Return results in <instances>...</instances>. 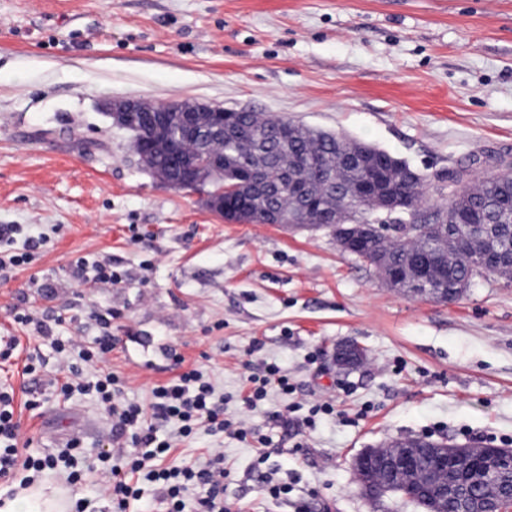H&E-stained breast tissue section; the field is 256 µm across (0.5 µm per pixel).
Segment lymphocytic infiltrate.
I'll return each instance as SVG.
<instances>
[{
	"mask_svg": "<svg viewBox=\"0 0 512 512\" xmlns=\"http://www.w3.org/2000/svg\"><path fill=\"white\" fill-rule=\"evenodd\" d=\"M181 354H174L173 365L178 373L166 383L151 391L148 406L126 402L123 397L122 380L114 371L101 372L95 383L81 382L77 367H69V382L62 386L65 394L74 391L95 392L99 402L112 418V441L114 446L108 456L112 466L99 484V496L110 499L112 512H128L131 504L140 501L142 491L130 484L128 477L144 473L147 480L155 483V507L157 512H182V492L187 486H195L201 494L195 512H229L224 499V481L228 476L224 468L223 454H213L203 465L176 467L166 463L172 448L171 438L157 434V422L177 421L178 434L190 436L202 424L215 433H232L244 440L251 436V429L234 427L224 417V403L214 397V388L205 381L198 369H184ZM250 392L244 399L248 409H256L266 400L271 389L283 393L294 392L296 386L290 382L275 363H262L246 378ZM13 396L0 392V480L15 479L22 471L54 472L59 465L70 466L67 476L69 484L82 481L84 473L74 467L75 460L69 452L41 457H21L17 448L19 424L14 420Z\"/></svg>",
	"mask_w": 512,
	"mask_h": 512,
	"instance_id": "obj_1",
	"label": "lymphocytic infiltrate"
}]
</instances>
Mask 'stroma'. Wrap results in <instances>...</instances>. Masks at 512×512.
<instances>
[{"label":"stroma","instance_id":"stroma-1","mask_svg":"<svg viewBox=\"0 0 512 512\" xmlns=\"http://www.w3.org/2000/svg\"><path fill=\"white\" fill-rule=\"evenodd\" d=\"M111 98L280 116L382 148L432 184L466 168L475 188L512 165V0H0V225L20 227L12 251L43 241L0 270V337L20 342L0 358V388L29 454L73 439L107 451L112 419L92 396L61 394L59 355L15 315L89 340L106 310L109 364L140 404L172 376L160 343L201 368L229 417L248 363L296 383L250 416L287 500L264 493L254 442L201 428L170 454L191 466L223 453L233 512H420L365 497L354 459L419 436L512 449V277L478 275L445 304L389 287L328 230L226 222L156 183L104 114ZM104 256L121 286L76 265ZM343 342L364 348L358 368L337 367ZM290 400L337 413L312 429L270 420Z\"/></svg>","mask_w":512,"mask_h":512}]
</instances>
